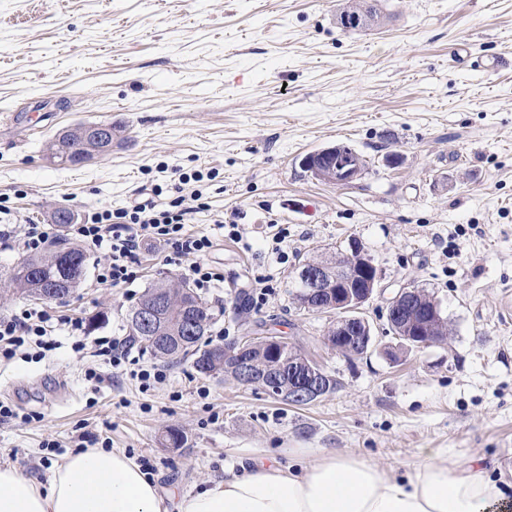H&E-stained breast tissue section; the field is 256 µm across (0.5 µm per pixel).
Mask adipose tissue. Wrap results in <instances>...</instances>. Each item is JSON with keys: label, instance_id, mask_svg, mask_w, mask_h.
Segmentation results:
<instances>
[{"label": "adipose tissue", "instance_id": "obj_1", "mask_svg": "<svg viewBox=\"0 0 512 512\" xmlns=\"http://www.w3.org/2000/svg\"><path fill=\"white\" fill-rule=\"evenodd\" d=\"M299 466L255 461L182 494H165L125 453L84 448L47 479L0 466V512H512V489L478 455L427 449L412 473L357 453L297 448Z\"/></svg>", "mask_w": 512, "mask_h": 512}]
</instances>
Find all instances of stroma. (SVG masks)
Segmentation results:
<instances>
[{
  "mask_svg": "<svg viewBox=\"0 0 512 512\" xmlns=\"http://www.w3.org/2000/svg\"><path fill=\"white\" fill-rule=\"evenodd\" d=\"M345 2L0 0V222L166 204L180 173L204 172L183 190L208 204L188 229L214 239L203 261L224 275L202 294L211 342L278 336L341 382L291 406L136 346L167 373L145 391L130 363L79 357L65 334L42 357L0 360V402L16 412L0 419V465L47 478L83 436L148 460L181 494L238 466L242 449L282 465L292 448L353 451L412 473L422 449L444 448L512 484V0H378V22L356 31L337 21ZM472 49L508 64L472 69L460 61ZM81 122L116 127L111 152L51 163L49 139ZM336 144L367 160L362 179L305 171L307 154ZM354 245L381 280L362 310L376 349L349 358L323 342L329 314L295 293L302 263ZM84 251L80 287L45 308L82 320L91 340L127 337L147 288L190 276L189 261L150 246L132 286L103 287V252ZM259 279L273 292L253 304ZM405 284L439 299L448 336L392 358L386 305ZM170 428L184 447H163Z\"/></svg>",
  "mask_w": 512,
  "mask_h": 512,
  "instance_id": "obj_1",
  "label": "stroma"
}]
</instances>
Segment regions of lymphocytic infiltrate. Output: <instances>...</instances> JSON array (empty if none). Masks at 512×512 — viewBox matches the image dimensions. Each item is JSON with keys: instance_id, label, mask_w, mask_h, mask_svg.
Masks as SVG:
<instances>
[{"instance_id": "f902f5d3", "label": "lymphocytic infiltrate", "mask_w": 512, "mask_h": 512, "mask_svg": "<svg viewBox=\"0 0 512 512\" xmlns=\"http://www.w3.org/2000/svg\"><path fill=\"white\" fill-rule=\"evenodd\" d=\"M183 197L168 205L143 202L129 208L103 209L83 224H72L68 235L107 250L109 257L98 270L99 284L118 287L138 278V257L144 246H171L175 257L200 256L213 246L209 235L187 232L188 208ZM76 332L82 325L66 315L29 307L0 317V357L13 358L20 348L33 344L43 348L62 329Z\"/></svg>"}]
</instances>
